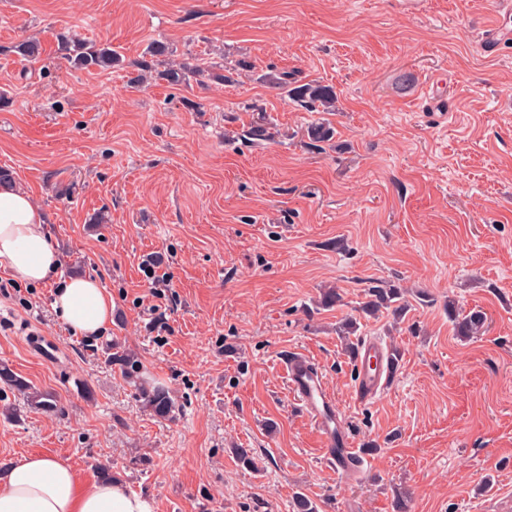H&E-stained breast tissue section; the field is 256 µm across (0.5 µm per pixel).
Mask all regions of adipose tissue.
Returning a JSON list of instances; mask_svg holds the SVG:
<instances>
[{"instance_id":"obj_1","label":"adipose tissue","mask_w":512,"mask_h":512,"mask_svg":"<svg viewBox=\"0 0 512 512\" xmlns=\"http://www.w3.org/2000/svg\"><path fill=\"white\" fill-rule=\"evenodd\" d=\"M0 266L30 283H56L54 312L73 333L98 335L111 326V294L89 276L61 279L60 253L43 211L12 181L0 182ZM0 512L151 510L119 481L85 483L65 461L26 456L0 475Z\"/></svg>"}]
</instances>
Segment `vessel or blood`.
Masks as SVG:
<instances>
[{
    "label": "vessel or blood",
    "mask_w": 512,
    "mask_h": 512,
    "mask_svg": "<svg viewBox=\"0 0 512 512\" xmlns=\"http://www.w3.org/2000/svg\"><path fill=\"white\" fill-rule=\"evenodd\" d=\"M386 356L380 341L370 338L361 344L354 364V397L364 404L381 394L388 377L383 368ZM288 388L322 437V453L342 475L361 473L363 460L353 446L346 420L333 394L328 390L320 367L308 355L293 352L284 360Z\"/></svg>",
    "instance_id": "vessel-or-blood-1"
}]
</instances>
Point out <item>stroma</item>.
<instances>
[{
  "label": "stroma",
  "instance_id": "stroma-1",
  "mask_svg": "<svg viewBox=\"0 0 512 512\" xmlns=\"http://www.w3.org/2000/svg\"><path fill=\"white\" fill-rule=\"evenodd\" d=\"M492 0H0V167L45 212L60 275L97 278L116 318L104 341L134 352L173 396V418L52 311L54 285L0 268V363L57 410L0 392V469L31 454L83 481L108 468L153 512H482L512 496V45L481 53ZM108 43L125 62L72 67L62 37ZM40 41L38 62L17 43ZM155 41L205 60L187 84H127ZM257 75L214 81L225 59ZM333 87L335 138L259 76ZM438 82L451 109L421 90ZM263 107L279 134L247 143ZM106 221L94 223L97 214ZM163 263L146 272L148 257ZM410 291L401 322L360 318L370 283ZM342 302L317 310L321 289ZM480 310L457 336L447 305ZM359 317L342 338L336 327ZM53 337L57 360L30 347ZM374 337L398 367L373 402L353 395L346 344ZM321 368L356 447V478L324 459L283 359ZM250 449L255 469L235 451Z\"/></svg>",
  "mask_w": 512,
  "mask_h": 512
}]
</instances>
